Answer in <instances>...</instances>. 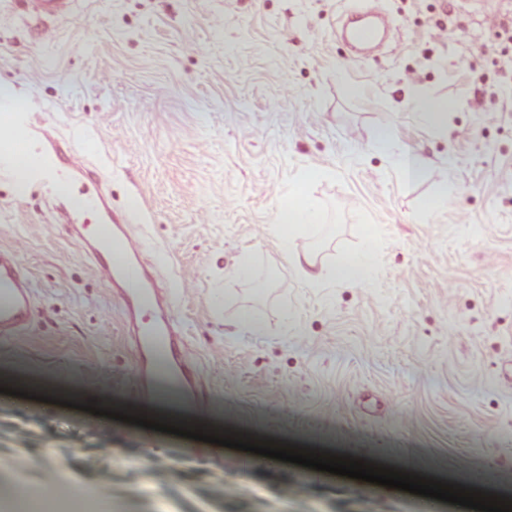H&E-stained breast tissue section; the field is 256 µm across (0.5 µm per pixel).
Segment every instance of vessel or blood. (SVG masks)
Wrapping results in <instances>:
<instances>
[{
  "label": "vessel or blood",
  "instance_id": "b4317fda",
  "mask_svg": "<svg viewBox=\"0 0 512 512\" xmlns=\"http://www.w3.org/2000/svg\"><path fill=\"white\" fill-rule=\"evenodd\" d=\"M74 0H30L33 9L48 18L73 15ZM384 9L380 0H362L360 25L351 31L361 45L378 36L377 22ZM80 188L72 207H60L58 217L70 223L99 276L122 300L136 328L131 335L135 361L133 377L140 407L150 410L161 383L175 389L174 398L189 406L188 419L203 416L202 381L190 366L183 332L174 314L177 295L188 294L191 281L181 276L168 288L151 276L142 259V242L130 228L140 207L117 213L100 189V177L57 129L45 123H20L13 104L0 100V181L24 179L47 191L57 190L70 176ZM18 248L0 249V340L20 338L30 327L35 290L18 261Z\"/></svg>",
  "mask_w": 512,
  "mask_h": 512
}]
</instances>
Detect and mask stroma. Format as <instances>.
<instances>
[{
    "instance_id": "35a3bbf8",
    "label": "stroma",
    "mask_w": 512,
    "mask_h": 512,
    "mask_svg": "<svg viewBox=\"0 0 512 512\" xmlns=\"http://www.w3.org/2000/svg\"><path fill=\"white\" fill-rule=\"evenodd\" d=\"M356 6L75 0L68 21L0 0V89L74 149L93 139L113 208L143 201L145 259L166 285L190 275L175 312L204 433L512 501V80L462 35L512 0H384L401 46L362 60L336 37ZM415 98L447 102L446 130ZM298 185L320 222L295 247L331 266L373 234L365 285L287 265L276 222ZM54 221L50 198L0 184V249L36 291L29 332L0 341L1 476L24 453L28 483L103 487L118 512H470L260 455L242 474L244 451L127 423L123 307ZM244 312L260 335L236 334Z\"/></svg>"
}]
</instances>
